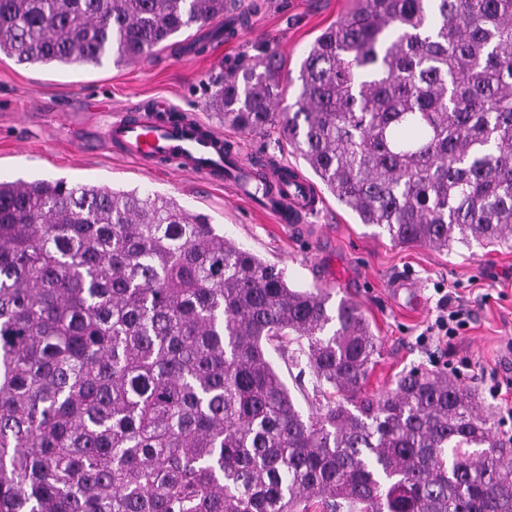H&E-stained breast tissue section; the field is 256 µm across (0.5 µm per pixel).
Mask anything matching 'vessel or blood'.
<instances>
[{
    "label": "vessel or blood",
    "instance_id": "obj_1",
    "mask_svg": "<svg viewBox=\"0 0 512 512\" xmlns=\"http://www.w3.org/2000/svg\"><path fill=\"white\" fill-rule=\"evenodd\" d=\"M170 110L167 101L156 100L152 113L118 112L111 115L102 136L128 158L164 164L178 172L217 183L230 184L241 196H254L257 184L252 159L231 146L229 139L203 121L191 119L176 126L160 123ZM281 164H266L261 209L277 223L305 224L318 212L320 197L304 178L280 177Z\"/></svg>",
    "mask_w": 512,
    "mask_h": 512
}]
</instances>
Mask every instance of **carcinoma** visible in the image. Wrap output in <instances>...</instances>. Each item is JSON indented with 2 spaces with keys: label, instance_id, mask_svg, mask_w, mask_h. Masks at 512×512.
<instances>
[{
  "label": "carcinoma",
  "instance_id": "cac0c4a2",
  "mask_svg": "<svg viewBox=\"0 0 512 512\" xmlns=\"http://www.w3.org/2000/svg\"><path fill=\"white\" fill-rule=\"evenodd\" d=\"M225 11L0 0V54L118 65ZM282 70L237 68L207 108L278 129L395 244L512 248V0H351L289 105ZM329 299L168 197L0 181V512H512L475 391L414 368L367 393L379 339Z\"/></svg>",
  "mask_w": 512,
  "mask_h": 512
}]
</instances>
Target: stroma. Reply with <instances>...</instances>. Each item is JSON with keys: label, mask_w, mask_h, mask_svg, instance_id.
<instances>
[{"label": "stroma", "mask_w": 512, "mask_h": 512, "mask_svg": "<svg viewBox=\"0 0 512 512\" xmlns=\"http://www.w3.org/2000/svg\"><path fill=\"white\" fill-rule=\"evenodd\" d=\"M252 14L237 42L214 26L191 28L151 56L114 64L57 67L0 56V181L63 178L71 183L159 193L206 214L225 237L284 268L299 288L328 292L331 303L358 306L381 343L367 387L378 393L411 368L443 372L470 385L501 441L512 438V249L472 246L437 251L403 247L359 224L321 191L322 214L305 234L282 233L273 219L224 185L141 167L101 145L98 126L108 109L151 107L167 99L179 114L222 129L242 151L264 162L274 156L299 172L304 161L276 136L244 134L210 112L211 80L274 50L285 59L283 83L298 76L304 51L350 8L349 0H242ZM408 279L423 299L392 301L393 280ZM452 296L467 324L458 335L432 336L442 296Z\"/></svg>", "instance_id": "obj_1"}]
</instances>
